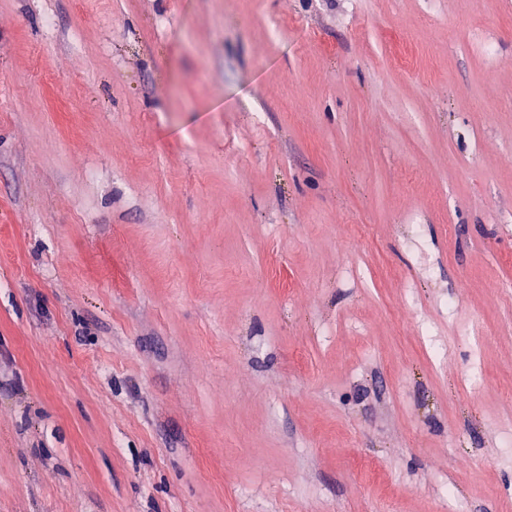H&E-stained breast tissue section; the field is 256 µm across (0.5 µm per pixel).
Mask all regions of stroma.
<instances>
[{"instance_id":"obj_1","label":"stroma","mask_w":512,"mask_h":512,"mask_svg":"<svg viewBox=\"0 0 512 512\" xmlns=\"http://www.w3.org/2000/svg\"><path fill=\"white\" fill-rule=\"evenodd\" d=\"M0 512H512V0H0Z\"/></svg>"}]
</instances>
